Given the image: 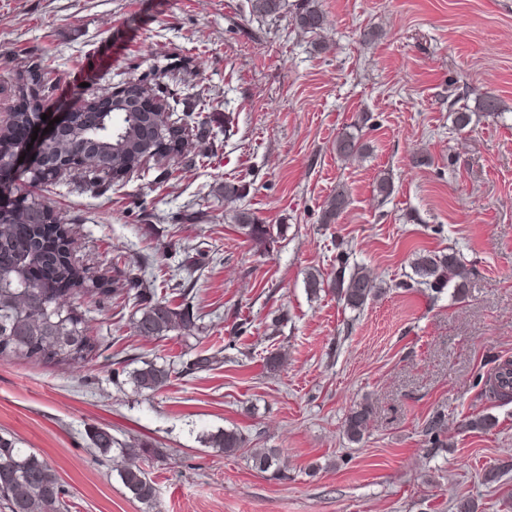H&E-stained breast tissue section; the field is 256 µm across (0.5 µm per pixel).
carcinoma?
Here are the masks:
<instances>
[{"label":"carcinoma","mask_w":512,"mask_h":512,"mask_svg":"<svg viewBox=\"0 0 512 512\" xmlns=\"http://www.w3.org/2000/svg\"><path fill=\"white\" fill-rule=\"evenodd\" d=\"M316 0H303L295 14L297 26L315 33L324 27L323 12ZM255 13L274 17L279 14L281 0H254ZM135 95L125 93L114 100L112 124L95 130L93 124L78 117L74 126L60 140L47 149V162L54 163L65 155L89 151L98 158L103 168L116 174V179L137 170L141 159L152 150L162 151L164 145L181 151L183 142L154 117L143 112L130 100ZM40 107L34 97L25 111L16 112L11 128L0 136V159L10 157L16 150V131L36 117ZM366 149L361 137L342 133L336 137L334 150L340 158L359 156ZM349 205V194L339 188L323 206L322 220L334 223ZM234 220L248 240L258 249L269 250L274 243L271 226L262 224L245 209L239 210ZM56 224L57 237L65 241L67 230L55 223L49 203L30 194L5 203L0 211V356L35 359L46 363L71 364L88 361L93 352L91 337L87 335L85 319L77 309L62 301L67 286L82 285L87 276L83 268L72 261L68 250L52 254L46 250L41 226ZM348 252L337 254L338 268L331 281L336 299L346 309L362 310L377 295L378 289L362 266L348 268ZM409 280L395 284L397 288H423L437 298L446 291L461 299L465 297L471 270L456 252L420 251L411 265ZM125 286L134 291L135 311L133 328L140 336L163 338L173 332L193 333L199 330L193 307L186 303L172 307L151 288L145 273L128 272ZM171 367L154 361L129 373L131 383L141 391H162L170 381ZM489 394L500 401L512 400V363L497 368L494 377L486 383ZM371 418L367 404L352 408L344 420V434L349 441L363 439ZM444 419L438 416L425 427V436L433 448L445 445L442 439ZM89 440L99 452L107 454L117 441L104 429H94ZM211 447L231 455L244 447L247 438L237 429H224L208 437ZM125 455L145 460L161 457L163 451L146 443L125 449ZM254 466L261 472L272 471L286 479L278 454L272 449H260L253 454ZM119 476L132 496L151 503L156 497L154 482L140 466L125 465ZM0 504L8 512H69L67 493L52 466L36 453L18 447V441L0 435Z\"/></svg>","instance_id":"cac0c4a2"}]
</instances>
